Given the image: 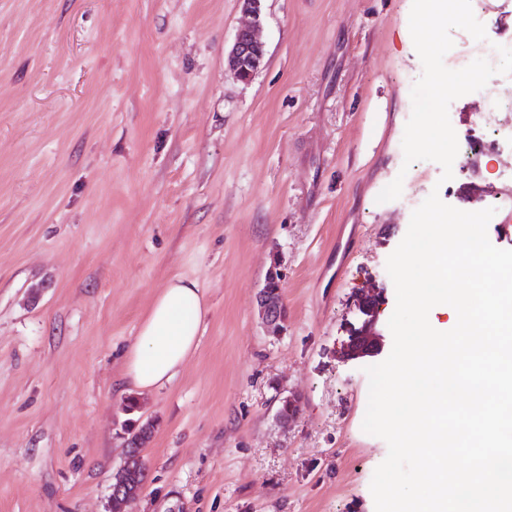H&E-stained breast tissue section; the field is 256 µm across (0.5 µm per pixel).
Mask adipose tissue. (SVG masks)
Returning a JSON list of instances; mask_svg holds the SVG:
<instances>
[{
    "mask_svg": "<svg viewBox=\"0 0 512 512\" xmlns=\"http://www.w3.org/2000/svg\"><path fill=\"white\" fill-rule=\"evenodd\" d=\"M205 308L203 292L189 279L173 278L157 293L124 357L132 388H158L178 373L197 347Z\"/></svg>",
    "mask_w": 512,
    "mask_h": 512,
    "instance_id": "obj_1",
    "label": "adipose tissue"
}]
</instances>
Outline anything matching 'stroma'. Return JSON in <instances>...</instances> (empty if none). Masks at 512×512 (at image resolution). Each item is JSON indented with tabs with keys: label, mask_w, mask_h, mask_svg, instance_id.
Instances as JSON below:
<instances>
[{
	"label": "stroma",
	"mask_w": 512,
	"mask_h": 512,
	"mask_svg": "<svg viewBox=\"0 0 512 512\" xmlns=\"http://www.w3.org/2000/svg\"><path fill=\"white\" fill-rule=\"evenodd\" d=\"M411 8L261 0L244 83L224 65L241 0H0V512H106L132 419L154 431L127 512H375L388 446L362 424L385 356L341 359L357 302L379 289L389 334L387 259L431 192L512 196L490 131L450 181L405 164ZM275 264L277 338L256 301ZM174 277L204 292L198 347L132 394L124 354Z\"/></svg>",
	"instance_id": "35a3bbf8"
}]
</instances>
